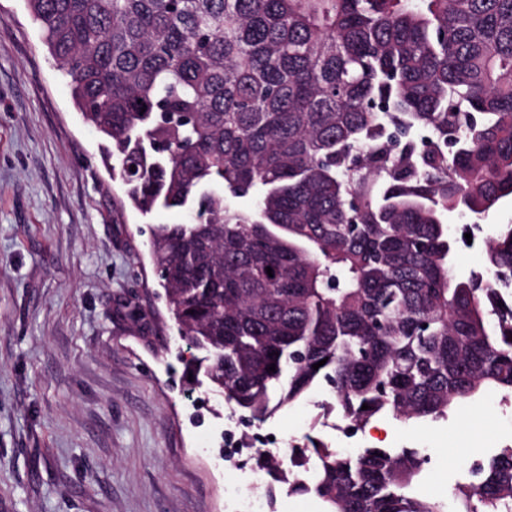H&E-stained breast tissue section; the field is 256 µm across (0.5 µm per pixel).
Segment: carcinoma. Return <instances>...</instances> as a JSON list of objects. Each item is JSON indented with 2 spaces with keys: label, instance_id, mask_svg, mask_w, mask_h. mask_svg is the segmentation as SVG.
<instances>
[{
  "label": "carcinoma",
  "instance_id": "1",
  "mask_svg": "<svg viewBox=\"0 0 512 512\" xmlns=\"http://www.w3.org/2000/svg\"><path fill=\"white\" fill-rule=\"evenodd\" d=\"M26 4L126 204L195 216L151 240L186 373L259 422L324 382L354 426L512 396V224L466 278L445 224L512 199V0ZM311 444V486L260 464L326 512H512L511 446L450 511L413 448Z\"/></svg>",
  "mask_w": 512,
  "mask_h": 512
}]
</instances>
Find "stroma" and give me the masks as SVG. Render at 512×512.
I'll use <instances>...</instances> for the list:
<instances>
[{
    "label": "stroma",
    "mask_w": 512,
    "mask_h": 512,
    "mask_svg": "<svg viewBox=\"0 0 512 512\" xmlns=\"http://www.w3.org/2000/svg\"><path fill=\"white\" fill-rule=\"evenodd\" d=\"M122 199L24 0H0V512H234L248 476L254 512H324L256 458L215 468L230 423L249 444L284 440L283 458L310 437L346 455L419 449L414 490L443 501L472 459L512 446V397L495 391L439 420L381 413L347 439L328 386L258 422L191 385L150 241L192 216Z\"/></svg>",
    "instance_id": "stroma-1"
}]
</instances>
